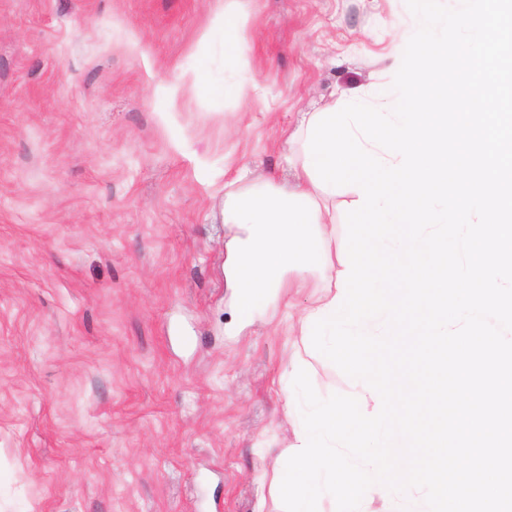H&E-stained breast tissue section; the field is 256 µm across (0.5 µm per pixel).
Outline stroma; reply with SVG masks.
<instances>
[{
    "instance_id": "obj_1",
    "label": "stroma",
    "mask_w": 512,
    "mask_h": 512,
    "mask_svg": "<svg viewBox=\"0 0 512 512\" xmlns=\"http://www.w3.org/2000/svg\"><path fill=\"white\" fill-rule=\"evenodd\" d=\"M240 6L231 70L221 0H0V512H278L291 370L372 410L299 325L333 268L237 328L224 192L292 184L304 114L373 103L415 18ZM357 200L320 196L331 258Z\"/></svg>"
}]
</instances>
